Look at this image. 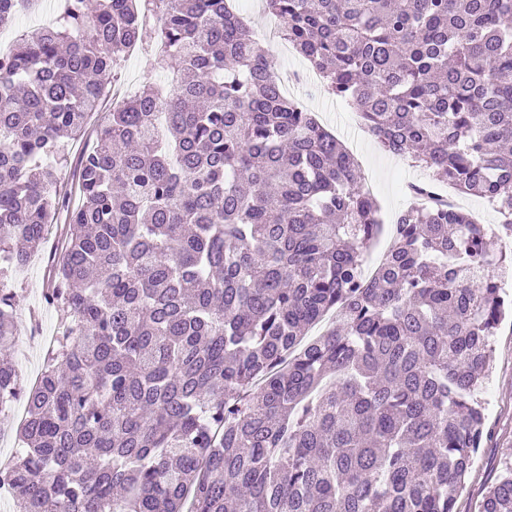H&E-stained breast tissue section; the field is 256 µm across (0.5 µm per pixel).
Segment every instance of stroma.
Listing matches in <instances>:
<instances>
[{
	"instance_id": "1",
	"label": "stroma",
	"mask_w": 512,
	"mask_h": 512,
	"mask_svg": "<svg viewBox=\"0 0 512 512\" xmlns=\"http://www.w3.org/2000/svg\"><path fill=\"white\" fill-rule=\"evenodd\" d=\"M240 12L255 33L260 34L259 45L276 74L307 73L309 65L306 60L287 43L265 38V31L276 27L277 21L265 13L262 0H251L250 5L241 7ZM149 83L167 86L168 76L156 68L151 50L140 48L122 64L118 81L111 88L114 102L135 95ZM284 93L301 101L342 143L353 141V132L342 119L341 100L322 89L311 87L303 78L291 82ZM354 157L362 174L372 176L376 182L380 217L385 224H392L395 216L411 203L401 190L403 179L423 176V168L414 166L410 159L384 152L372 141L361 144ZM60 234V225H49L43 253L17 269L9 282L10 288L21 297V307L16 316L14 359L25 379L31 381L37 380L45 360L44 349L32 337V323H39L47 332L60 324L59 313L43 302L48 259L55 251ZM492 348L489 373L478 393L479 400L485 405L486 429L490 438L479 449L466 486L456 497L455 512H478L483 488L495 480L503 462L512 461V320L500 325L492 338Z\"/></svg>"
}]
</instances>
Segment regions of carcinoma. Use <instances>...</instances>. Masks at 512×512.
Here are the masks:
<instances>
[{"label": "carcinoma", "mask_w": 512, "mask_h": 512, "mask_svg": "<svg viewBox=\"0 0 512 512\" xmlns=\"http://www.w3.org/2000/svg\"><path fill=\"white\" fill-rule=\"evenodd\" d=\"M39 0H0V27ZM380 148L490 202L378 206L226 0H64L0 51V413L13 512H453L512 301V0H265ZM174 68L70 160L133 47ZM72 193L57 189V167ZM65 214L27 388L5 283ZM479 512H512V464ZM25 416V401L17 400L14 411L6 410L0 413V429L2 435L0 439V455L15 458L19 453L21 446L16 436V429L22 418ZM4 433V435H3Z\"/></svg>", "instance_id": "1"}]
</instances>
